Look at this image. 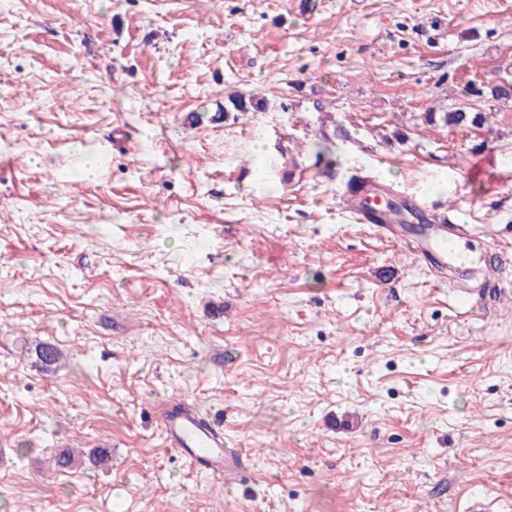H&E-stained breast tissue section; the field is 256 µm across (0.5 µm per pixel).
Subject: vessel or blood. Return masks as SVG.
Segmentation results:
<instances>
[{"instance_id":"b4317fda","label":"vessel or blood","mask_w":512,"mask_h":512,"mask_svg":"<svg viewBox=\"0 0 512 512\" xmlns=\"http://www.w3.org/2000/svg\"><path fill=\"white\" fill-rule=\"evenodd\" d=\"M387 193L385 186L366 180L343 195V205L364 223L376 225L395 239L405 232L406 219L415 220L414 236L407 246L416 258L430 259L442 266L455 263L448 246L466 241L469 225L446 220L424 203L407 196L401 197L398 206L388 207ZM153 411L163 426L168 448L180 458L216 479L239 471L242 459L225 447L224 431L219 425L182 403L161 401L154 405Z\"/></svg>"}]
</instances>
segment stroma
<instances>
[{
  "label": "stroma",
  "mask_w": 512,
  "mask_h": 512,
  "mask_svg": "<svg viewBox=\"0 0 512 512\" xmlns=\"http://www.w3.org/2000/svg\"><path fill=\"white\" fill-rule=\"evenodd\" d=\"M505 83L512 0H0L8 512L512 498ZM455 108L486 120L445 125ZM273 160L291 180L254 194ZM358 175L481 227L462 267L438 280L345 214ZM493 252L499 280L460 293ZM41 343L64 353L48 372ZM164 398L220 421L245 472L179 459ZM64 449L87 457L56 470Z\"/></svg>",
  "instance_id": "obj_1"
}]
</instances>
